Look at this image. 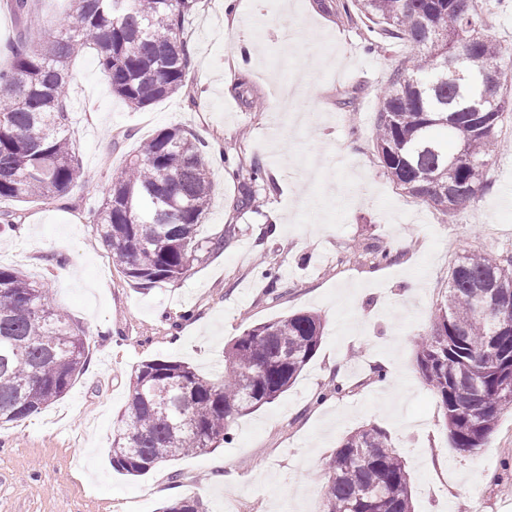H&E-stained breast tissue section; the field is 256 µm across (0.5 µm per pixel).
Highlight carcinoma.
I'll return each mask as SVG.
<instances>
[{"label": "carcinoma", "instance_id": "cac0c4a2", "mask_svg": "<svg viewBox=\"0 0 512 512\" xmlns=\"http://www.w3.org/2000/svg\"><path fill=\"white\" fill-rule=\"evenodd\" d=\"M41 49L24 35L0 69V201L64 197L83 177L69 136L70 62L97 51L112 92L144 109L184 86L190 55L184 20L199 0H72ZM374 43L408 48L381 89L376 149L402 191L445 213L474 204L512 116L508 72L485 37L483 0H339ZM500 69L492 112H458L462 86L442 66ZM214 193L204 149L178 127L140 142L91 223L112 264L149 289L190 275L223 237H202ZM84 332L35 283L0 267V428L65 396L83 371ZM311 312L259 324L225 351L213 380L180 361L153 359L136 371L113 432L112 469L139 476L173 457L203 452L231 426L277 399L320 347ZM418 369L444 412L452 447L486 445L512 409V248L473 251L452 266L432 332L414 342ZM319 512H414L405 463L378 428L348 435L326 462Z\"/></svg>", "mask_w": 512, "mask_h": 512}]
</instances>
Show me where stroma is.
Instances as JSON below:
<instances>
[{
  "label": "stroma",
  "mask_w": 512,
  "mask_h": 512,
  "mask_svg": "<svg viewBox=\"0 0 512 512\" xmlns=\"http://www.w3.org/2000/svg\"><path fill=\"white\" fill-rule=\"evenodd\" d=\"M336 0H199L184 23V87L141 110L113 94L95 51L70 66L69 130L84 177L62 199L0 204V266L37 283L85 333L69 392L0 428V512H157L195 497L205 512H318L325 464L351 431L384 430L405 459L415 512H512V412L477 452L451 448L419 374L457 256L512 245V120L476 206L445 215L386 176L373 139L378 93L405 55L339 22ZM178 126L205 145L215 195L203 235L223 236L178 283L144 290L113 266L89 218L128 154ZM264 172L250 181L253 164ZM403 249H395L397 239ZM392 252L375 264L376 252ZM421 282L407 298L405 281ZM320 315L321 345L274 402L201 454L132 477L109 448L141 362L182 361L215 378L247 329ZM342 393H332L333 385ZM236 470L214 479L215 458Z\"/></svg>",
  "instance_id": "1"
}]
</instances>
